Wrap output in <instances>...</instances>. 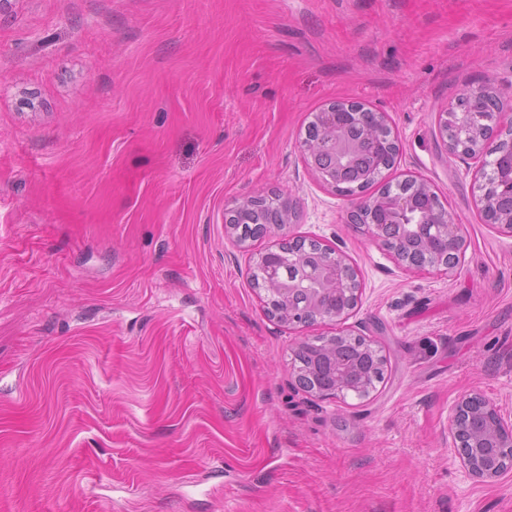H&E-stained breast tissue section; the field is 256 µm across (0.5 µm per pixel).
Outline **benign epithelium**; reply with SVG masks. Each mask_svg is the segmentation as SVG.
Listing matches in <instances>:
<instances>
[{"instance_id": "obj_1", "label": "benign epithelium", "mask_w": 512, "mask_h": 512, "mask_svg": "<svg viewBox=\"0 0 512 512\" xmlns=\"http://www.w3.org/2000/svg\"><path fill=\"white\" fill-rule=\"evenodd\" d=\"M498 98L494 87L485 83L469 86L456 105L440 113L438 132L448 154L474 164V180H489L499 187L494 208H489V196L478 198L485 220L501 231L512 234V114L489 112L488 100ZM320 123L315 133L306 134L304 152L309 167L326 187L339 189V180L347 170H359L360 183L378 177L382 171L396 165L400 144L389 117L352 100H336L318 112ZM355 123L364 130L369 141L370 167L360 166L361 144L344 134ZM413 189L428 197L427 212L416 209L413 199L403 194H383L377 197L356 198L347 213V223L362 224L369 235L393 250L395 260L409 269L434 268L445 274L453 272L464 254V225L454 221L439 195L423 178L411 179ZM282 211L275 223L257 225V232L268 235L272 230H285L295 219L296 204L282 201ZM301 242L298 237L283 240L267 249L259 259L265 266L266 281L262 288H272L286 302L314 281L322 288L310 302L312 315L296 312L291 307L280 311L279 317L288 324L304 328L317 320L338 324L346 321L355 308L360 292L356 270L335 248L320 244L298 264L299 273L282 275L278 259L283 249ZM332 383L316 387L320 397L337 398L352 392L368 396L373 387L348 382L352 370L350 360L337 351L331 353ZM481 401V410L489 429L472 439L471 447L459 448L460 463L469 476L492 481L505 468L512 466V422L505 421L497 406L479 394L468 395L457 404L452 425L461 433V421L471 404Z\"/></svg>"}]
</instances>
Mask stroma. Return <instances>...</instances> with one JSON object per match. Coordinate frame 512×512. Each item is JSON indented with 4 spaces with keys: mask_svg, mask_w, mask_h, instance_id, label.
Instances as JSON below:
<instances>
[{
    "mask_svg": "<svg viewBox=\"0 0 512 512\" xmlns=\"http://www.w3.org/2000/svg\"><path fill=\"white\" fill-rule=\"evenodd\" d=\"M512 96V0H9L0 10V512H512L461 468L454 406L512 420V234L438 115ZM338 99L387 113L465 226L451 274L399 267L299 145ZM293 198L292 235L358 273L299 330L251 284L272 236L225 213ZM387 359L369 396L296 386L301 336Z\"/></svg>",
    "mask_w": 512,
    "mask_h": 512,
    "instance_id": "obj_1",
    "label": "stroma"
}]
</instances>
